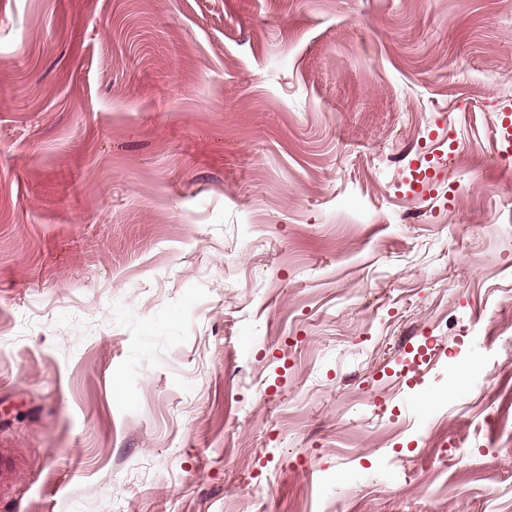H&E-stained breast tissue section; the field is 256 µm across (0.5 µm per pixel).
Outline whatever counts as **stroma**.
Instances as JSON below:
<instances>
[{
  "mask_svg": "<svg viewBox=\"0 0 512 512\" xmlns=\"http://www.w3.org/2000/svg\"><path fill=\"white\" fill-rule=\"evenodd\" d=\"M512 0H0V512H512Z\"/></svg>",
  "mask_w": 512,
  "mask_h": 512,
  "instance_id": "1",
  "label": "stroma"
}]
</instances>
